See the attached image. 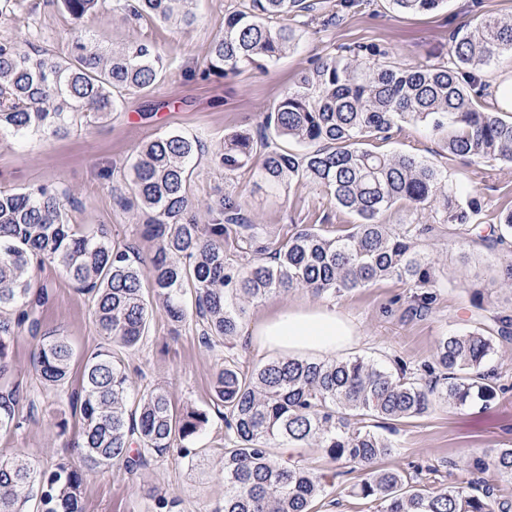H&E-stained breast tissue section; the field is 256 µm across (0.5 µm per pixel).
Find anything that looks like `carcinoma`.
<instances>
[{
    "mask_svg": "<svg viewBox=\"0 0 512 512\" xmlns=\"http://www.w3.org/2000/svg\"><path fill=\"white\" fill-rule=\"evenodd\" d=\"M106 0H61L79 20ZM194 0H112V11L138 23L172 21L183 30L197 22ZM402 13H427L446 0H388ZM20 0H0V26L16 19ZM316 7L310 0H245L225 19L224 36L208 51L201 76L228 78L243 65L264 69L294 48ZM512 51V21L478 17L452 34V59L404 67L371 48L320 58L299 77L296 89L264 116L262 136L239 133L213 153L218 170L256 166L260 180L285 186L304 181L320 189L358 223L335 236L300 224L270 258L255 224L230 197L208 207L209 222L191 214L188 164L198 141L180 134L140 145L125 176L141 236L154 254L112 239L103 226L70 224L62 199L45 187L24 192L0 189V431L22 427V382L12 364L15 328L28 324L38 337L33 370L39 380L62 386L74 350L61 333H41L36 310L46 300L34 268L58 266L92 300L98 332L108 345L85 356L80 391V448L84 469L60 461L49 472L35 460L0 456V512H82L84 471L114 466L133 471L154 458L193 461L195 439L206 412L177 409L162 387H149L129 402L124 354L147 339L157 308L176 323L199 330L202 342L226 344L242 328L243 299L305 289L339 297L377 281L394 279L420 291L419 307L439 287L436 263L419 249L421 236L446 224L466 243L512 253V212L498 223L480 221L475 191L448 185L435 163L372 148L403 123L429 129L453 157L512 164V118L481 102L473 70ZM165 64L154 42L130 40L107 49L75 32L63 55L0 40V135L43 132L68 135L89 116L104 120L125 96L153 89ZM299 146L291 150L286 142ZM407 204L415 221L384 224L382 215ZM251 256L235 266L224 249ZM191 296L186 306L185 296ZM473 329L441 337L433 362L422 369L395 368L363 357L311 361L281 358L252 368L224 358L216 372L213 400L224 408V444L215 464L224 478V498L203 512H314L326 493L327 476L275 458L274 442L321 449L327 457L363 471L353 494L376 504L375 512H512L485 477L436 490L404 470L378 468L392 441L368 421L402 422L446 403L465 408L494 400L498 373L487 367L496 341L512 338V316L491 314ZM484 473L512 476V447L500 448Z\"/></svg>",
    "mask_w": 512,
    "mask_h": 512,
    "instance_id": "1",
    "label": "carcinoma"
}]
</instances>
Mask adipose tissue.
I'll use <instances>...</instances> for the list:
<instances>
[{
    "label": "adipose tissue",
    "mask_w": 512,
    "mask_h": 512,
    "mask_svg": "<svg viewBox=\"0 0 512 512\" xmlns=\"http://www.w3.org/2000/svg\"><path fill=\"white\" fill-rule=\"evenodd\" d=\"M257 334L264 351L320 357L347 349L357 339L347 316L326 307L277 310L262 321Z\"/></svg>",
    "instance_id": "ef3b65f1"
}]
</instances>
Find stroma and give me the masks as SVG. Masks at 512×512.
<instances>
[{
  "label": "stroma",
  "instance_id": "35a3bbf8",
  "mask_svg": "<svg viewBox=\"0 0 512 512\" xmlns=\"http://www.w3.org/2000/svg\"><path fill=\"white\" fill-rule=\"evenodd\" d=\"M240 2L198 0V21L186 31L159 20L134 25L108 8L77 24L59 0H24L14 23L0 27V39L30 41L59 51L78 28L107 48L147 38L164 55L167 71L154 91L127 96L111 118L82 123L68 136L0 139V188L45 184L73 195L79 204L67 210L70 223L90 228L106 225L113 238L135 244L146 255L152 244L137 234L135 210L121 207L116 198L117 189L124 186L123 173L142 143L179 133L199 138L207 154L221 148L233 134L258 133L264 114L295 88L300 74L342 47L378 44L403 66L444 62L450 37L459 27L483 14L512 20V0H448L447 6L429 14L399 13L389 9L386 0H359L351 8L340 7V0H321L316 19L305 28L299 45L266 71L245 67L231 78L201 79L212 42L223 36L224 20ZM381 149L430 160L447 172L450 185L477 191L485 223H494L500 213L512 210V164L449 156L435 136L415 124L393 131ZM206 154L199 157L188 181L200 223L209 219L208 205L224 196L238 198L244 214L263 225L264 238L271 244L285 239L298 224H316L333 234L357 221L354 214L337 208L306 183L261 187L253 168L226 174L212 169ZM461 247V240L445 231L422 238L421 251L441 271V286L435 289L430 308L422 312L414 308L413 288L397 280H383L336 298L302 289L273 293L248 304L244 329L236 341L214 348L204 346L191 327L156 313L145 343L125 358L130 392L136 395L145 386L159 383L167 387L176 406L207 412L208 423L196 442L199 463L191 466L170 456L132 473L87 472L84 512H151L154 496L161 494L178 499L176 512H199L203 505L223 499L224 482L209 453L225 430L224 417L211 402L212 380L226 355L245 365L271 360V353L260 349L256 330L278 309L336 308L350 318L358 333L352 354L390 367L398 361L413 368L431 362L439 337L470 330L481 311L506 305L503 291L485 290L477 304L471 296L472 281L495 276L504 254L476 247L465 266L458 259ZM35 276L48 293L40 309L43 330L68 336L80 355L103 346L88 296L78 293L56 266L44 265ZM34 345L27 329L16 330L12 361L34 405L21 408L25 417L21 430L0 433V456L24 452L45 470L63 459L80 466L81 457L73 447L80 428L79 408L74 404L80 373L72 371L63 387L40 384L30 365ZM490 364L505 386L503 392L485 406L459 410L441 404L426 416L399 425L391 435L393 451L382 459V467L405 471L419 467L431 471L437 485L445 487L478 476L481 463L512 445V340L499 344ZM295 459L333 476L326 498L318 504L319 512H368L366 501L352 494L360 471L331 461L315 448L301 449Z\"/></svg>",
  "mask_w": 512,
  "mask_h": 512
}]
</instances>
